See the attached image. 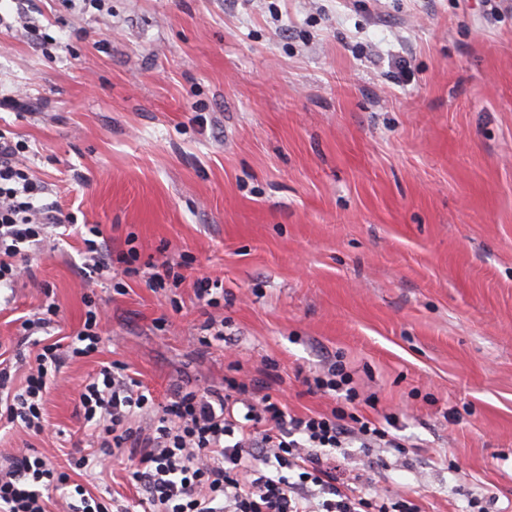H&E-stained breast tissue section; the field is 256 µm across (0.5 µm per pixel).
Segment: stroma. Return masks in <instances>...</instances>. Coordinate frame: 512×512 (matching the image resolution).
<instances>
[{
  "label": "stroma",
  "mask_w": 512,
  "mask_h": 512,
  "mask_svg": "<svg viewBox=\"0 0 512 512\" xmlns=\"http://www.w3.org/2000/svg\"><path fill=\"white\" fill-rule=\"evenodd\" d=\"M28 0L42 53L0 0V110L28 142L45 201L100 225L140 263L196 259L224 282V334L192 282L177 306L123 278L97 288L98 352L67 362L36 436L0 420V457L35 449L96 495L135 502L77 393L128 363L165 401L178 385L269 381L289 413L338 404L304 377L342 355L371 419L392 415L406 461L345 471L421 512H512V8L497 0ZM80 245L46 246L0 288V359L32 352L21 319L55 302L75 334Z\"/></svg>",
  "instance_id": "35a3bbf8"
}]
</instances>
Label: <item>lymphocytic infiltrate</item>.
Segmentation results:
<instances>
[{"instance_id": "lymphocytic-infiltrate-1", "label": "lymphocytic infiltrate", "mask_w": 512, "mask_h": 512, "mask_svg": "<svg viewBox=\"0 0 512 512\" xmlns=\"http://www.w3.org/2000/svg\"><path fill=\"white\" fill-rule=\"evenodd\" d=\"M26 141L0 130V288L30 272L53 231L75 227L74 214L42 202L44 186L30 173ZM98 225L80 237L88 277L111 283L134 274L136 248L112 253ZM83 327L68 342L42 345L24 386L13 388L0 368V419L33 434L45 431L51 371L90 356L102 341L104 307L86 298ZM311 393L343 394L345 407L290 414L259 383L225 378L220 389L179 386L154 399L128 366L113 362L86 380L77 409L102 455L125 456L127 472L149 512H420L411 500L357 491L341 478L352 447L384 448L396 459L408 450L388 425L351 412L358 398L341 362L306 382ZM33 449L16 451L0 467V512H47L45 495L67 482Z\"/></svg>"}]
</instances>
